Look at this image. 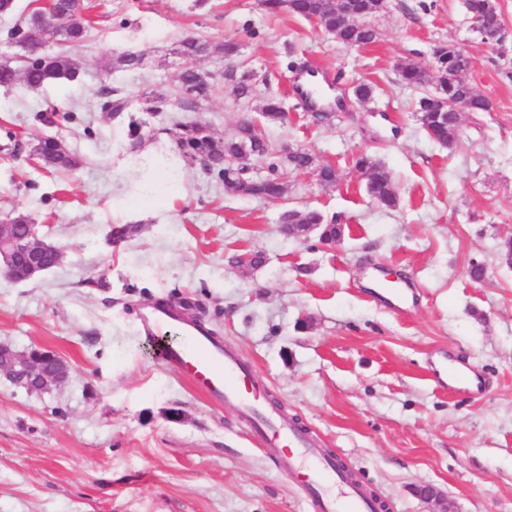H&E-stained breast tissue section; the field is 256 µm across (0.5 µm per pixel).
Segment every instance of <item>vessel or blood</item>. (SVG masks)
I'll return each instance as SVG.
<instances>
[{
	"label": "vessel or blood",
	"mask_w": 512,
	"mask_h": 512,
	"mask_svg": "<svg viewBox=\"0 0 512 512\" xmlns=\"http://www.w3.org/2000/svg\"><path fill=\"white\" fill-rule=\"evenodd\" d=\"M140 327L155 337L165 330L178 331L179 343L162 348V358L215 400L235 403L257 416L258 444L274 449L276 458L300 470L312 512H374V503L362 489L346 480L333 459L315 448L300 428L264 411L262 394L251 373L215 338L185 322L178 308L142 312Z\"/></svg>",
	"instance_id": "1"
}]
</instances>
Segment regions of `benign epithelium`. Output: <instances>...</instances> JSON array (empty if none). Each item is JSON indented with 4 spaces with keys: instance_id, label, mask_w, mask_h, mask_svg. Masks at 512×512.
<instances>
[{
    "instance_id": "obj_1",
    "label": "benign epithelium",
    "mask_w": 512,
    "mask_h": 512,
    "mask_svg": "<svg viewBox=\"0 0 512 512\" xmlns=\"http://www.w3.org/2000/svg\"><path fill=\"white\" fill-rule=\"evenodd\" d=\"M60 249L47 244L38 231L16 230L14 224L0 225V275L12 282L26 281L34 274L62 262ZM0 377L7 378L29 393L43 394L69 377L66 363L40 347L20 352L0 344Z\"/></svg>"
}]
</instances>
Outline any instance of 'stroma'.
<instances>
[{
	"instance_id": "stroma-1",
	"label": "stroma",
	"mask_w": 512,
	"mask_h": 512,
	"mask_svg": "<svg viewBox=\"0 0 512 512\" xmlns=\"http://www.w3.org/2000/svg\"><path fill=\"white\" fill-rule=\"evenodd\" d=\"M89 2V33L67 50L77 81L0 89V224L26 214L64 254L33 280L0 278V344L48 348L71 370L41 395L0 380V512H310L295 473L258 447L252 416L212 402L151 349L139 314L159 300L200 308L265 399L385 512H512V264L500 255L512 239V0H498L508 37L497 50L477 38L463 0H384L364 48L259 0ZM187 36L239 53L191 59L177 52ZM439 45L471 55L470 81L490 103L462 113L450 149L416 110L433 85L397 76L409 62L434 68ZM119 53L143 62L114 67ZM185 68L212 74V98L145 116L148 95ZM308 69L342 95L360 83L373 94L314 119L295 91ZM243 72L254 76L249 99L235 91ZM105 85L128 99L120 117L101 109ZM270 94L287 121L262 123ZM54 113L73 119L47 125ZM143 117L152 131L137 155L128 123ZM177 119L205 122L219 142L258 122L275 152L308 150L339 180L325 186L283 162L281 198L227 194L176 159ZM55 133L76 170L51 173L13 152ZM362 153L390 172L395 208L368 197L353 165ZM288 210L340 218L341 244L284 237ZM116 224L138 232L111 244ZM249 251L261 265L239 266ZM382 273L411 285L407 311L377 295ZM443 365L480 374L481 391L450 392ZM425 484L440 503L416 495Z\"/></svg>"
}]
</instances>
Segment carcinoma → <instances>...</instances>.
<instances>
[{
  "label": "carcinoma",
  "mask_w": 512,
  "mask_h": 512,
  "mask_svg": "<svg viewBox=\"0 0 512 512\" xmlns=\"http://www.w3.org/2000/svg\"><path fill=\"white\" fill-rule=\"evenodd\" d=\"M351 8L359 12L360 22L336 27V11L345 7L341 0H261L266 12L275 15L286 8L293 15L306 19L312 14L324 20V28L335 34L336 39L346 45L364 47L376 39V31L361 20L371 16L381 0H349ZM496 0H464L466 11L472 17H479L487 29L499 42L504 39V26L498 23L493 12ZM86 0H50L45 9H39L8 32L14 43L37 44L41 46L34 55H27L16 67L0 65V87L15 88L20 84L28 87H41L51 83L74 82L79 77L80 68L66 53H51L42 50L46 44H77L87 36L91 27L85 20ZM180 53L186 57L206 59L213 53L211 43L193 37L180 42ZM470 62L465 58L448 57L447 46L440 47L436 60L435 75L428 76L422 67L408 63L398 69L399 80L407 85L421 86L429 82L435 91L418 101V112L422 126L428 137L442 146L451 148L458 138V123L450 112L449 102L465 100L468 111L486 112L489 101L473 92L467 75ZM212 75L194 68L180 71L172 89L157 91L152 95L151 112H174L178 109L194 107L207 100L215 91ZM102 109L120 116L128 107V101L118 89L102 91ZM261 114L264 121H283L284 109L281 100L268 96L262 100ZM254 125L245 123L237 134L219 145L213 139L208 125L198 121L178 123L173 131L178 156L189 165L199 164L205 171L224 185V191L239 197L279 198L284 193L283 183L274 175L277 164L269 163V174L264 177L251 176L235 165V160L249 147L253 156L268 160L273 149L262 137L253 134ZM33 155L43 167L54 170H70L79 166L76 155L63 149L60 139L47 135L35 145ZM355 167L368 173L366 191L371 199L384 208H394L398 202L396 185L389 171L367 154L359 155ZM308 224L319 231L321 239L343 237L344 227L336 219L325 220L317 210L288 211L282 216V231L291 238L300 236V225Z\"/></svg>",
  "instance_id": "1"
}]
</instances>
